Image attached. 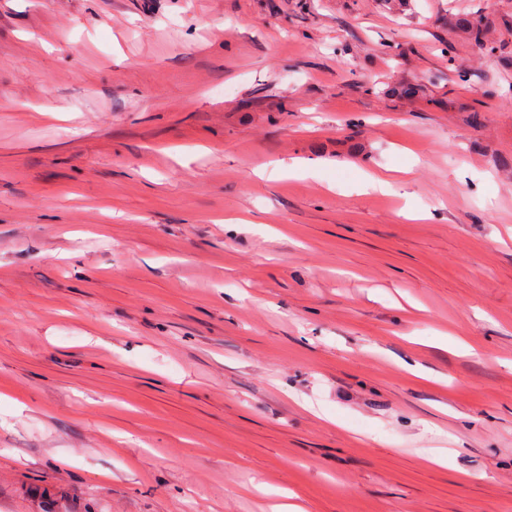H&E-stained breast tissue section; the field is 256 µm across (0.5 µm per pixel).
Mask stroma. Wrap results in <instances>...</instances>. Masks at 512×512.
<instances>
[{"label":"stroma","instance_id":"obj_1","mask_svg":"<svg viewBox=\"0 0 512 512\" xmlns=\"http://www.w3.org/2000/svg\"><path fill=\"white\" fill-rule=\"evenodd\" d=\"M288 493L512 512V0H0V512Z\"/></svg>","mask_w":512,"mask_h":512}]
</instances>
